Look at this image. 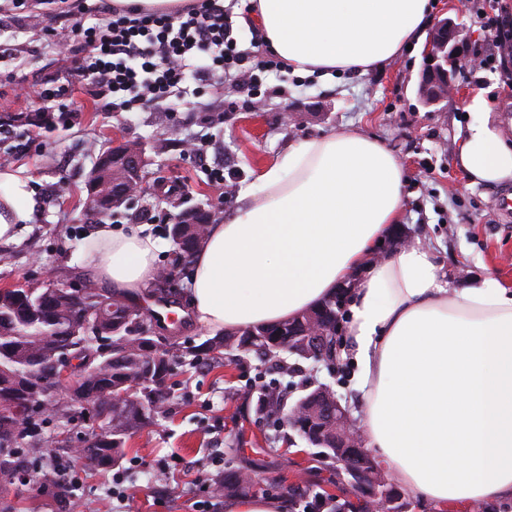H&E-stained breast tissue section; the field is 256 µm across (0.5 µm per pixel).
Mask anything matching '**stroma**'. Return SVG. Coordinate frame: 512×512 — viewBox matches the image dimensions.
Returning <instances> with one entry per match:
<instances>
[{
	"mask_svg": "<svg viewBox=\"0 0 512 512\" xmlns=\"http://www.w3.org/2000/svg\"><path fill=\"white\" fill-rule=\"evenodd\" d=\"M52 11L44 0H30L22 10L0 0V113L37 111L25 87L48 80L58 86L76 83L74 73L54 58ZM425 63L419 49L384 69L331 81L295 74L282 81L265 74L259 109L245 103L229 77L205 86L186 82L175 91L168 112H103L76 91L68 125L13 127L0 134V155H8L10 167L25 168L41 200L36 222L24 230L21 242L0 245V289L17 281L38 288L81 287L89 276L85 256L98 225L85 205L86 176L97 150L120 137L148 144L173 129L200 144V152L150 155L148 194L111 219L113 227L139 224L159 238L160 268L172 266L168 228L184 208L200 206L217 219L236 206V196H221L215 170H223L226 183L240 188L253 183L289 144L333 128H356L384 142L409 172L402 221L381 242L379 253L427 239L438 243L452 287L491 272L512 282V219L502 220L496 207L503 189L465 187L452 156L468 120L452 100L430 107L419 100ZM456 85L465 94L489 89L500 128L512 137V91L504 90L499 72L466 68L457 73ZM207 337L192 322L181 329L169 352L174 384L159 417L127 431L118 467L125 473L124 500L109 495L114 470L81 460L70 490L44 489L32 475L22 484L0 481V512H226L229 499L215 492L214 480L229 463L254 466L274 498H286L298 484H326L331 474L319 469L315 448L300 440H266V425L254 407L259 377L271 375L267 365L242 353L197 369L189 349ZM99 425L80 408L69 421L48 423L44 435L57 443L52 457L69 459L72 447ZM171 455L177 458L175 471H158L157 461ZM192 471L200 473V481H190Z\"/></svg>",
	"mask_w": 512,
	"mask_h": 512,
	"instance_id": "35a3bbf8",
	"label": "stroma"
}]
</instances>
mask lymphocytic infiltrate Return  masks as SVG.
<instances>
[{
    "instance_id": "lymphocytic-infiltrate-1",
    "label": "lymphocytic infiltrate",
    "mask_w": 512,
    "mask_h": 512,
    "mask_svg": "<svg viewBox=\"0 0 512 512\" xmlns=\"http://www.w3.org/2000/svg\"><path fill=\"white\" fill-rule=\"evenodd\" d=\"M60 16L103 15L101 23L74 24L59 43L72 68L101 111L125 112L132 105L166 107L174 88L187 80L200 84L223 76L238 82L247 97L260 98L258 73L286 72L271 56H249L238 48L233 13L224 0H192L177 13L133 6L109 7L95 0H55ZM496 0H476L492 53L475 51L483 69L512 71V19L494 13Z\"/></svg>"
}]
</instances>
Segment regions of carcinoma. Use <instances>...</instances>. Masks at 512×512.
I'll list each match as a JSON object with an SVG mask.
<instances>
[{
  "label": "carcinoma",
  "instance_id": "cac0c4a2",
  "mask_svg": "<svg viewBox=\"0 0 512 512\" xmlns=\"http://www.w3.org/2000/svg\"><path fill=\"white\" fill-rule=\"evenodd\" d=\"M71 119L68 112H4L0 114V126H26L41 129L63 124ZM145 173L135 175L124 165L119 153L107 148L98 152L97 160L87 177V191L95 186H106L108 210L112 213L127 207V201L118 200L123 187ZM209 222L201 210H192L190 220L171 224L169 236L176 255L175 265L187 261L203 240ZM348 292L338 293L321 305L312 309L322 325L324 340L314 347L313 354L307 355L303 348V337L298 335L306 314L287 319L272 327H248L234 332H224L207 339L201 352L218 359L225 355L234 360L238 354L252 353L264 362L275 365L279 379L260 385L256 412L269 426L268 440L280 438L283 426L280 415H288L296 409L303 411L302 421L307 422L315 415V406L309 397L321 393L327 398L336 397V389L330 383L317 384L305 378L299 361L319 360L327 369H336L337 340L340 330L339 314ZM89 305L106 303L105 318L92 323L89 334L76 332V324L71 304L57 293L47 294L42 288H31L16 295L12 291L0 292V363L9 365L29 376L26 386H21L10 375L0 374V434L10 435L9 450L0 457V480L5 482L25 471V453L43 437L44 425L51 417L57 421L67 420L66 409L51 416L45 405L51 397L41 395L31 399V390L40 386L44 377L45 364L61 355H70L80 361L92 357L102 341L112 342L111 358L94 360L99 368L91 383L118 387L140 379H149L141 384L136 399L121 406H109L103 402L94 416L106 421L104 433L94 437L92 445L82 449L83 456L97 467L115 466L124 455V436L127 429L141 424L149 417L155 402L163 397L164 391L171 388V366L165 364L158 370L149 365L151 354L165 345H173L172 337L157 336L151 333L152 325H147L150 334L132 333L127 330L126 319L132 307L117 297L107 295L90 284L87 296ZM302 388L306 394L293 402H288V393ZM309 439L316 443L319 457L329 469L351 468L362 475L373 474L382 469L380 461L366 451L356 457H344V450L336 447L333 424L327 429H310ZM37 461V478L43 486L54 487L58 483L55 467ZM252 488L250 475L238 468L224 470V479L219 481L215 491L232 495L246 493ZM319 507L329 512H366L356 510L347 498L326 496Z\"/></svg>",
  "mask_w": 512,
  "mask_h": 512
}]
</instances>
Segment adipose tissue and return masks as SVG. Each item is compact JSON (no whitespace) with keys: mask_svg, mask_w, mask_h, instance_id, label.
<instances>
[{"mask_svg":"<svg viewBox=\"0 0 512 512\" xmlns=\"http://www.w3.org/2000/svg\"><path fill=\"white\" fill-rule=\"evenodd\" d=\"M268 53L300 76L382 68L421 45L432 0H253ZM454 165L467 186L512 183V142L485 90ZM407 172L377 138L332 129L289 145L242 187L192 256L189 303L216 333L273 325L347 282L346 328L359 369L354 415L410 498L438 507L512 499V285L494 274L449 287L422 241L375 251L405 208ZM41 207L23 171L0 169V244L19 241ZM85 262L114 294L156 280L160 244L142 228L99 225Z\"/></svg>","mask_w":512,"mask_h":512,"instance_id":"1","label":"adipose tissue"}]
</instances>
